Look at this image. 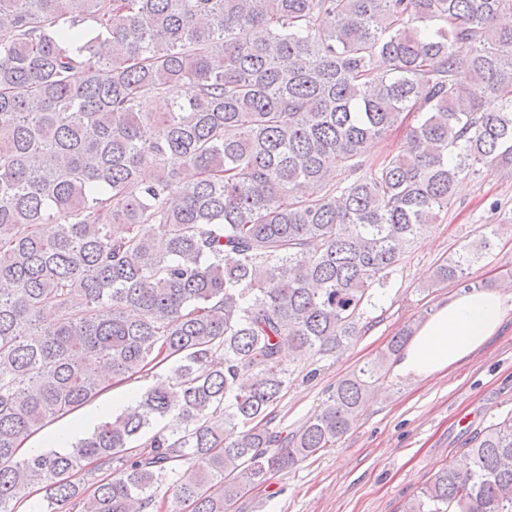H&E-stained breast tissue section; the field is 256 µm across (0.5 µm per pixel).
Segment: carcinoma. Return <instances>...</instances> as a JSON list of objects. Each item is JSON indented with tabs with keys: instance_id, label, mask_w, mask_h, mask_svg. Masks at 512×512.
<instances>
[{
	"instance_id": "obj_1",
	"label": "carcinoma",
	"mask_w": 512,
	"mask_h": 512,
	"mask_svg": "<svg viewBox=\"0 0 512 512\" xmlns=\"http://www.w3.org/2000/svg\"><path fill=\"white\" fill-rule=\"evenodd\" d=\"M410 117L404 153L365 169ZM494 167L512 0H0V512L34 486L38 512H231L336 447L411 329L287 434L285 361L371 327L407 247ZM496 235L432 285L480 289ZM166 361L72 448L18 456ZM401 512H512V416Z\"/></svg>"
}]
</instances>
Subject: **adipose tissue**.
<instances>
[{"instance_id": "1", "label": "adipose tissue", "mask_w": 512, "mask_h": 512, "mask_svg": "<svg viewBox=\"0 0 512 512\" xmlns=\"http://www.w3.org/2000/svg\"><path fill=\"white\" fill-rule=\"evenodd\" d=\"M506 316L503 295L493 289L460 294L448 300L415 331L398 354L393 370L397 376L433 379L483 348L501 329ZM133 394L112 398L92 414L66 424L45 438L50 448L68 447L71 441L113 409L133 402Z\"/></svg>"}]
</instances>
